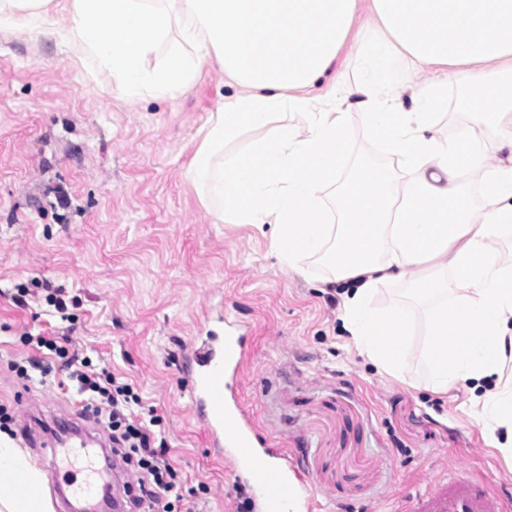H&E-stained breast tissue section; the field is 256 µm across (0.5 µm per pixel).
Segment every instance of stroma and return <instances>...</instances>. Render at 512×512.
I'll return each instance as SVG.
<instances>
[{
  "instance_id": "35a3bbf8",
  "label": "stroma",
  "mask_w": 512,
  "mask_h": 512,
  "mask_svg": "<svg viewBox=\"0 0 512 512\" xmlns=\"http://www.w3.org/2000/svg\"><path fill=\"white\" fill-rule=\"evenodd\" d=\"M234 89L219 67L172 98L113 90L93 67L23 27L0 30V408L28 448V413L44 425L81 409L62 359L40 336L130 384L134 412L156 431L178 473L182 512H241L252 491L209 446L188 397L184 359L229 314L248 325L238 383L257 433L309 474L321 512H397L402 498L467 462L512 494V467L477 424L465 387L430 390L416 320L404 377L361 355L340 320L326 267L281 264L268 230L217 224L186 171L211 112ZM398 167L351 116L333 205L361 164ZM64 286L68 315L48 305ZM38 363L33 381L16 369Z\"/></svg>"
}]
</instances>
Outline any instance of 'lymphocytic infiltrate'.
Segmentation results:
<instances>
[{"mask_svg": "<svg viewBox=\"0 0 512 512\" xmlns=\"http://www.w3.org/2000/svg\"><path fill=\"white\" fill-rule=\"evenodd\" d=\"M88 365V360H81L71 378L88 407L110 431L114 452L121 454L137 474L135 485L127 489L133 508L136 512H180L177 501L171 498L177 473L167 461L166 448L158 444L154 431L160 423L159 416L146 420L135 417L132 407L139 404L140 398L132 387L105 372L88 373Z\"/></svg>", "mask_w": 512, "mask_h": 512, "instance_id": "f902f5d3", "label": "lymphocytic infiltrate"}]
</instances>
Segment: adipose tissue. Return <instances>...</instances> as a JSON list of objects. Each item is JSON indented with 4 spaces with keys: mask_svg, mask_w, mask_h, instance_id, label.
Segmentation results:
<instances>
[{
    "mask_svg": "<svg viewBox=\"0 0 512 512\" xmlns=\"http://www.w3.org/2000/svg\"><path fill=\"white\" fill-rule=\"evenodd\" d=\"M51 4L0 0V30L25 25L59 36L127 94L172 97L204 63L222 68L236 92L211 114L187 172L204 187L215 223L269 225L288 269L326 266L341 290L343 327L392 376L404 372L414 316L407 305L374 300L384 284L406 282L410 298L430 306L423 358L433 388L469 384L475 419L501 433L495 446L512 461V259L489 247L512 227V0H370L379 29L357 50L362 77L352 85L335 66L358 0H70L72 25L60 35ZM166 40V57L151 64ZM396 60L408 73L447 71L478 120L438 138L447 92L393 79ZM326 76L401 165L358 169L331 208L322 192L343 163L349 115L316 111L311 90ZM289 110L299 111L303 130L273 125ZM245 129L259 138L225 162V142ZM483 140L498 155L490 167ZM0 512H54L46 475L3 433Z\"/></svg>",
    "mask_w": 512,
    "mask_h": 512,
    "instance_id": "adipose-tissue-1",
    "label": "adipose tissue"
}]
</instances>
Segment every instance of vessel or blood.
Instances as JSON below:
<instances>
[{
	"label": "vessel or blood",
	"mask_w": 512,
	"mask_h": 512,
	"mask_svg": "<svg viewBox=\"0 0 512 512\" xmlns=\"http://www.w3.org/2000/svg\"><path fill=\"white\" fill-rule=\"evenodd\" d=\"M248 328L237 320L224 321L216 346L193 352L188 372L190 402L209 434L212 447L223 455L236 478L253 488V512H313V485L297 460L285 449L262 439L234 392V382L249 355ZM52 481L66 480L67 512H100L91 477L73 471L52 473ZM399 512H512V496L474 480L463 466L431 481L426 490L401 502Z\"/></svg>",
	"instance_id": "vessel-or-blood-1"
}]
</instances>
